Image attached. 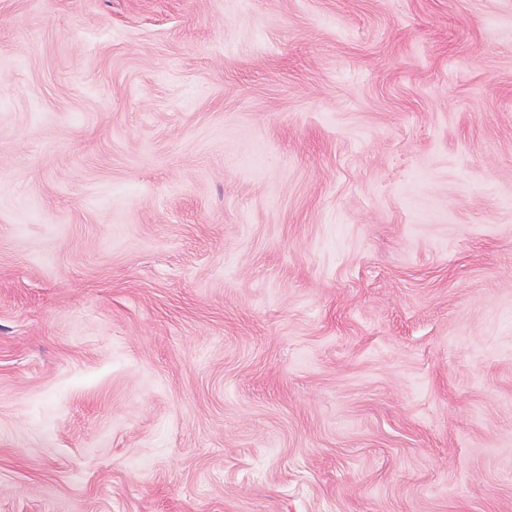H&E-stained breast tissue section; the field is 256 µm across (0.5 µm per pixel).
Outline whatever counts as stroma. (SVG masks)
Returning a JSON list of instances; mask_svg holds the SVG:
<instances>
[{"label": "stroma", "mask_w": 512, "mask_h": 512, "mask_svg": "<svg viewBox=\"0 0 512 512\" xmlns=\"http://www.w3.org/2000/svg\"><path fill=\"white\" fill-rule=\"evenodd\" d=\"M512 512V0H0V512Z\"/></svg>", "instance_id": "35a3bbf8"}]
</instances>
